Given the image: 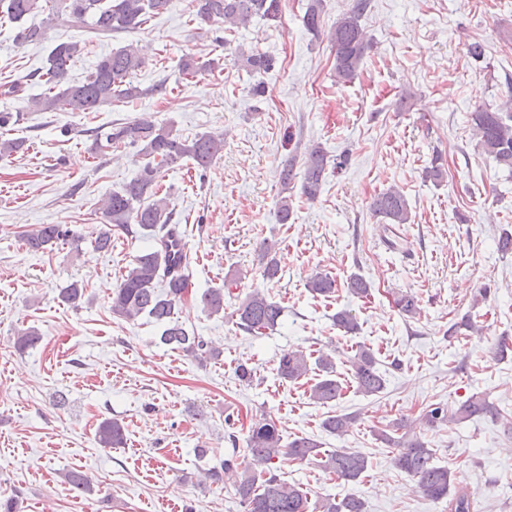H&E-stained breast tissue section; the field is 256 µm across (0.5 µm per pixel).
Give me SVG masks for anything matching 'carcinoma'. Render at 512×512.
I'll return each instance as SVG.
<instances>
[{"instance_id": "obj_1", "label": "carcinoma", "mask_w": 512, "mask_h": 512, "mask_svg": "<svg viewBox=\"0 0 512 512\" xmlns=\"http://www.w3.org/2000/svg\"><path fill=\"white\" fill-rule=\"evenodd\" d=\"M323 0H308L303 15L306 30L318 37L321 34ZM197 19L202 23H221L232 30L245 26L254 18L276 21L281 18L282 0H191ZM172 0H0V20L12 24L22 22L37 11H48L50 20L68 28L81 29L88 34L84 43L61 42L49 53L46 64L38 71L39 81L48 92L27 101L31 112L65 110L68 112H97L107 106H119L144 95L160 92L163 87L142 90L133 78L143 63L134 49H120L100 58L84 81H67L70 62L93 41L104 40L119 31L140 28L148 20L166 12ZM371 6L370 0H352L348 10L336 21L330 32V42L336 49L335 73L339 82H349L357 72L371 43L361 25L362 16ZM46 30L29 26L17 32L22 43H39ZM253 75L273 70L274 58L258 50L237 51ZM186 79H193L219 68L214 59L195 55L184 56L179 65ZM470 127L481 150L493 157L498 165L512 172V100L497 109L478 106L470 113ZM139 147L145 162L138 174L120 189L103 198L98 210L103 222L96 229L93 243L97 250L112 248V231L134 234L140 230L150 232L154 245L136 256L122 274L119 284L112 290V314L132 321L145 316L163 327L159 342L172 350H180L200 361L215 359L218 350L202 337L189 333L178 317V310L189 295L191 258L179 225L172 223L173 210L167 198L159 196L158 182L161 169L179 163L185 158L196 168L205 170L224 150V136L206 133L188 141L174 134L165 125L148 118L116 123L109 128L93 131L94 149L102 150L113 144ZM296 157L278 171L281 193L278 202V220L288 223L292 213L288 192L296 178H301L300 193L309 201L318 198L324 183L327 166L326 153L312 145L303 153L302 175L295 173ZM372 211L387 224H407L410 211L405 195L397 188L377 194L371 202ZM28 249L44 251L61 242L78 245L80 237L61 224H42L24 235ZM313 297L329 298L336 292V280L326 274H316L307 283ZM350 294L366 298L370 285L361 276L354 275L347 282ZM85 287L74 281L60 291L66 305L77 308L82 303ZM202 309L210 315L224 312V289L212 288L200 296ZM395 307L408 317L420 315L416 295L401 292L394 298ZM284 313V307L264 291L255 288L239 299L233 310L237 327L253 336L274 330ZM334 324L347 334L358 331V322L349 310H340L332 316ZM39 339L33 329L17 332L14 347L24 351ZM318 371L310 387V399L319 405H331L343 395V383L338 379L334 357L318 352L311 358L302 349L284 352L277 365L278 376L286 381H297ZM351 379L355 391L376 396L386 389V377L381 372L375 352L365 346L357 349L351 364ZM489 416L500 418L498 410L482 396L472 395L452 408L441 403L431 404L424 413L430 427L446 426ZM357 421V415L342 413L327 416L321 423L323 430L338 437L346 435ZM377 439L395 450L393 465L416 479L422 493L429 499L448 502V512H475L474 501L466 489L453 481L449 467L436 462L433 449L427 447L407 418H401L377 429ZM96 442L104 448H120L124 444V427L112 419L103 420L96 431ZM246 451H234L224 456L219 465L207 470L204 480L211 484L234 479L236 493L245 512H365V503L355 496L320 497L311 500L308 493L280 477L275 459L286 454L299 461H312L324 472L339 480L356 481L367 470L368 457L355 448L326 450L312 437H297L283 442L276 421L263 416L255 420L245 438Z\"/></svg>"}]
</instances>
